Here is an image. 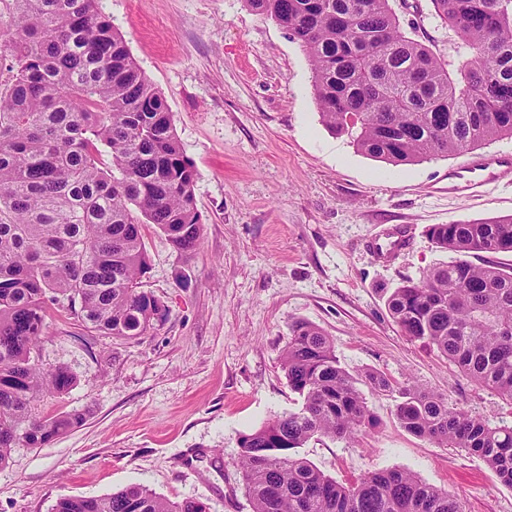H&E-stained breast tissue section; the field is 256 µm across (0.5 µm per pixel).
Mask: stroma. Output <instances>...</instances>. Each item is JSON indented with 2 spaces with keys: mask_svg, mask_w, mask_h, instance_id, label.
<instances>
[{
  "mask_svg": "<svg viewBox=\"0 0 512 512\" xmlns=\"http://www.w3.org/2000/svg\"><path fill=\"white\" fill-rule=\"evenodd\" d=\"M389 3L459 78L463 59L431 0ZM99 9L166 100L196 173L202 230L181 254L145 227L143 288L169 308L145 335L100 336L53 316L34 357L78 383L41 411L83 410L87 420L44 447L13 450L0 467V512H51L60 497L132 484L200 499L209 512H251L239 439L298 407L280 365L297 320L321 328L353 375L374 370L512 425L511 401L406 336L387 307L404 281L450 261L431 225L512 215V174L472 195L448 189L461 156L395 166L358 152L322 124L305 51L244 0H99ZM392 230L409 242L381 254L375 243ZM366 399L375 427L312 439L302 456L339 482L403 469L464 512H512V488L481 458L406 431L396 396Z\"/></svg>",
  "mask_w": 512,
  "mask_h": 512,
  "instance_id": "35a3bbf8",
  "label": "stroma"
}]
</instances>
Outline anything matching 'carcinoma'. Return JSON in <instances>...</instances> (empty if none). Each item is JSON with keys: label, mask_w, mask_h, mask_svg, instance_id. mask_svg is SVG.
Masks as SVG:
<instances>
[{"label": "carcinoma", "mask_w": 512, "mask_h": 512, "mask_svg": "<svg viewBox=\"0 0 512 512\" xmlns=\"http://www.w3.org/2000/svg\"><path fill=\"white\" fill-rule=\"evenodd\" d=\"M0 29V466L14 448H41L81 427L79 410L43 415V398L77 383L44 368L34 348L54 310L102 336L133 339L168 308L142 289L143 225L179 252L197 244L195 170L171 112L97 0H4ZM300 43L324 125L360 152L395 165L458 155L512 138V0H432L469 54L451 79L432 50L407 36L389 0H246ZM109 156L104 162L102 156ZM453 260L387 299L401 331L512 401V267L471 261L512 253V216L433 224ZM282 369L300 398L239 442L251 512H463L459 500L410 471L339 483L300 448L351 439L372 425L358 379L332 340L307 321L290 326ZM397 393L408 432L479 456L512 487V426L491 427L430 391L368 373ZM130 485L104 497L64 496L53 512H205Z\"/></svg>", "instance_id": "1"}]
</instances>
